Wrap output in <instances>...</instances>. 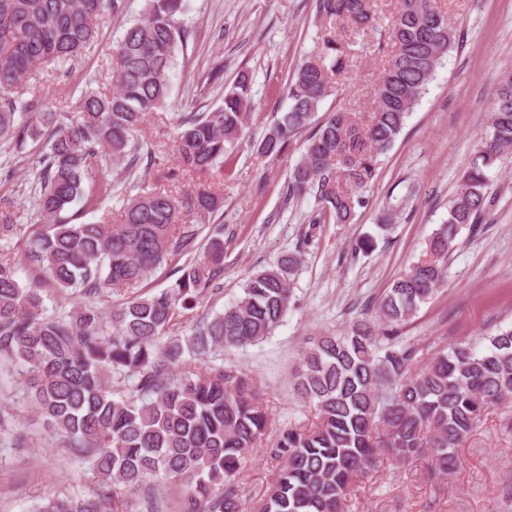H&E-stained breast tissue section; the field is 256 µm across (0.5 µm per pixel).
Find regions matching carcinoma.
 I'll list each match as a JSON object with an SVG mask.
<instances>
[{"mask_svg":"<svg viewBox=\"0 0 512 512\" xmlns=\"http://www.w3.org/2000/svg\"><path fill=\"white\" fill-rule=\"evenodd\" d=\"M122 0H0V137L21 149L46 139L36 163L34 199L41 224L28 245L0 260V357L22 379L42 430L86 461L97 478L87 499L50 496L29 512H167L165 479L179 489L180 512H243L236 481L245 456L273 425L257 383L224 351L246 348L273 334L288 313L302 251L283 254L252 274L224 311L205 315L189 336H169L184 312L206 295L222 293L224 228L198 252L190 213L212 214L224 196L203 189L179 199L164 192L129 197L119 224L75 223L68 214L92 206L114 187L94 179L100 151L125 169L141 152V126L168 104L171 73L187 30L178 16L185 0H147L146 17L127 28L115 48L109 89L87 86L78 115L65 123L42 112L37 123L18 115L41 98L42 67H63L98 41L100 22ZM328 23L317 49L287 84L291 105L260 142L276 157L308 127L305 152L288 177V198H314L311 224H347L362 205L377 155L388 150L425 93L456 31L433 0H398L390 21L391 55L363 116L338 110L312 125L333 77L348 66L350 30L380 54L375 0H317ZM251 77L239 75L222 105L187 112L176 122L175 150L186 171L210 174L224 165L251 115ZM512 152V71L500 80L486 139L477 150L448 218L422 256L376 303L378 320L359 318L349 332L317 338L305 350L294 390L315 405L317 421L279 429L265 449L278 470L259 512H344L351 485L379 457L403 461L428 452L435 472L459 465L457 448L492 407L512 402V327L459 342L417 368L418 350L398 333L445 282L448 253L459 231L479 223L490 203L489 172ZM11 207L0 206V238L21 232ZM186 257L168 288L138 293L167 260ZM38 277L22 282L20 274ZM79 298L68 313H47L41 278ZM125 296L104 320L94 299ZM203 365L192 376L167 372L183 354ZM0 406V443L32 447L29 433ZM132 494L125 499L122 492Z\"/></svg>","mask_w":512,"mask_h":512,"instance_id":"obj_1","label":"carcinoma"}]
</instances>
